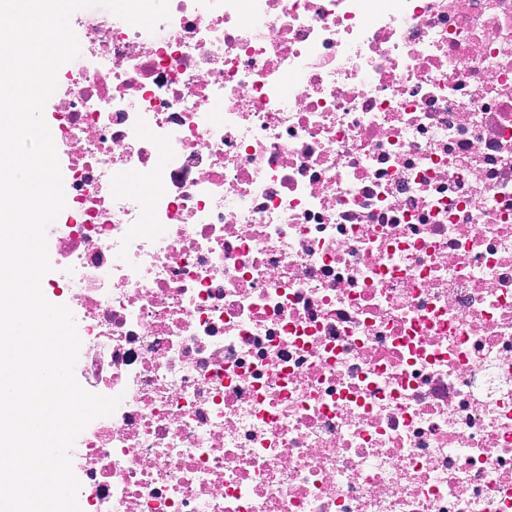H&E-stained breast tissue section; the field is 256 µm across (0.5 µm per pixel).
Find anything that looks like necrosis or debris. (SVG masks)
<instances>
[{"label":"necrosis or debris","mask_w":512,"mask_h":512,"mask_svg":"<svg viewBox=\"0 0 512 512\" xmlns=\"http://www.w3.org/2000/svg\"><path fill=\"white\" fill-rule=\"evenodd\" d=\"M168 5L51 97L81 512H512V0Z\"/></svg>","instance_id":"4bbe7bcc"}]
</instances>
